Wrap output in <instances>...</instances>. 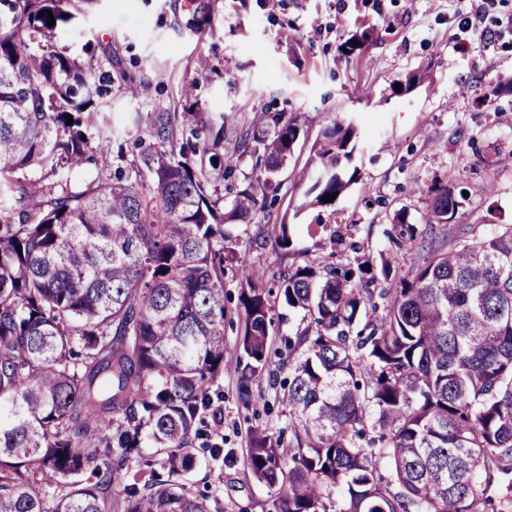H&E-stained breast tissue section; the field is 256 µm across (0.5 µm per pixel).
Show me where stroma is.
Listing matches in <instances>:
<instances>
[{"label": "stroma", "mask_w": 512, "mask_h": 512, "mask_svg": "<svg viewBox=\"0 0 512 512\" xmlns=\"http://www.w3.org/2000/svg\"><path fill=\"white\" fill-rule=\"evenodd\" d=\"M364 33L362 49L343 55L342 44ZM55 42L79 61L95 44L100 61L141 87L134 99L113 89L119 139L107 156L71 170L74 183L111 178L136 114L182 111L189 83L200 111L225 115V148L242 130L264 128L269 112L301 127L276 175L274 201L232 227L236 256L224 274V373L215 402L226 459L198 455L186 475L194 490L212 495L213 512H273L270 489L243 459L251 428L278 431L288 411L269 387L250 406L237 399V268L249 266L272 285L298 265L359 260L377 268L387 259L398 278L423 265L431 242L512 224V165L497 162L512 153V0H492L483 11L477 0H99ZM410 77L414 86L395 93ZM333 117L356 124L355 181L333 205L304 209L313 148ZM438 183L466 193L445 224L428 221ZM400 210L418 229L402 248L387 236ZM281 222L292 226L288 249L266 242Z\"/></svg>", "instance_id": "stroma-1"}]
</instances>
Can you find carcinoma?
Listing matches in <instances>:
<instances>
[{
	"label": "carcinoma",
	"mask_w": 512,
	"mask_h": 512,
	"mask_svg": "<svg viewBox=\"0 0 512 512\" xmlns=\"http://www.w3.org/2000/svg\"><path fill=\"white\" fill-rule=\"evenodd\" d=\"M96 2L0 0V512H211L182 477L199 453L224 458L206 423L224 373L227 225L278 189L299 126L270 112L272 135L246 132L226 155L224 125L187 86L165 125L137 117L136 153L118 152L112 179L73 185L66 171L113 137L112 75L55 38ZM175 121L181 143L165 134ZM354 136L324 127L302 206L328 207L354 180ZM245 153L264 177L227 210ZM459 205L455 188L432 189L437 222ZM416 233L393 216L395 246ZM271 237L290 248V225ZM374 282L361 263L297 266L275 289L240 269L238 399L268 384L291 431L285 447L254 427L244 467L276 512H485L494 474H512V225L432 247L394 288ZM273 297L307 322L285 341L286 383Z\"/></svg>",
	"instance_id": "carcinoma-1"
}]
</instances>
